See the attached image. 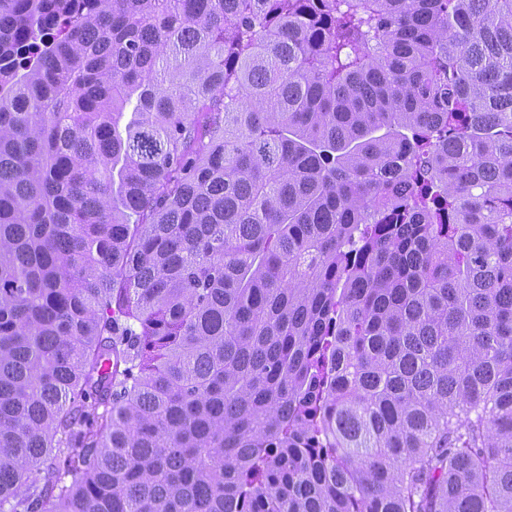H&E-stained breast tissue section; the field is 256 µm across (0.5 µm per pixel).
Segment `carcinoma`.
<instances>
[{"label": "carcinoma", "instance_id": "obj_1", "mask_svg": "<svg viewBox=\"0 0 512 512\" xmlns=\"http://www.w3.org/2000/svg\"><path fill=\"white\" fill-rule=\"evenodd\" d=\"M0 512H512V0H0Z\"/></svg>", "mask_w": 512, "mask_h": 512}]
</instances>
